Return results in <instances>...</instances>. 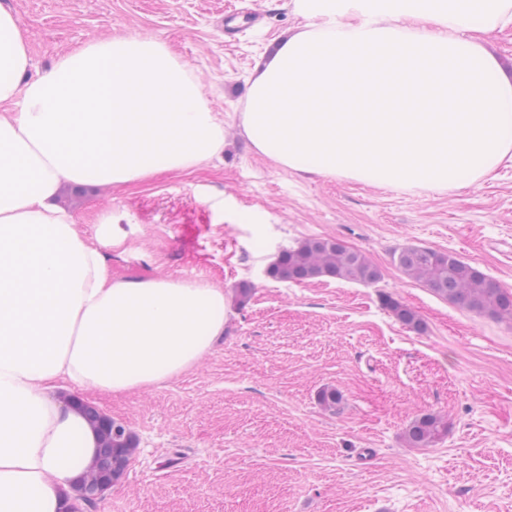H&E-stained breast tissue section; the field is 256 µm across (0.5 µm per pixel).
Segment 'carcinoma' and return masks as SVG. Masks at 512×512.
Returning a JSON list of instances; mask_svg holds the SVG:
<instances>
[{
	"label": "carcinoma",
	"mask_w": 512,
	"mask_h": 512,
	"mask_svg": "<svg viewBox=\"0 0 512 512\" xmlns=\"http://www.w3.org/2000/svg\"><path fill=\"white\" fill-rule=\"evenodd\" d=\"M396 262L405 275L424 282L436 294L478 315H489L512 322V290L500 288L480 271L451 252L430 248L404 247ZM267 275L283 283L300 284L319 277L374 284L381 279L380 269L361 252L338 240L310 238L294 247L282 249L269 265ZM386 307L404 325L423 330L417 313L385 298ZM88 422L101 437L95 466L79 489L84 491L82 507L95 508L101 490L115 484L128 469L136 449L130 430L92 406H85ZM448 434V420L439 414H425L413 420L404 433L410 448H430Z\"/></svg>",
	"instance_id": "carcinoma-1"
}]
</instances>
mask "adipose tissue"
<instances>
[{
	"label": "adipose tissue",
	"mask_w": 512,
	"mask_h": 512,
	"mask_svg": "<svg viewBox=\"0 0 512 512\" xmlns=\"http://www.w3.org/2000/svg\"><path fill=\"white\" fill-rule=\"evenodd\" d=\"M307 26L255 80L242 126L278 164L444 192L512 168V76L480 46L512 0H292ZM406 27H398V19ZM0 6V512H65L100 437L58 390L123 395L193 366L224 334L210 283L113 277L117 237L58 202L184 172L224 124L164 43L114 35L43 77Z\"/></svg>",
	"instance_id": "adipose-tissue-1"
}]
</instances>
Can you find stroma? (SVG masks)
<instances>
[{"label":"stroma","instance_id":"35a3bbf8","mask_svg":"<svg viewBox=\"0 0 512 512\" xmlns=\"http://www.w3.org/2000/svg\"><path fill=\"white\" fill-rule=\"evenodd\" d=\"M0 3L22 23L28 78L80 43L149 36L188 65L224 122L206 165L59 193L85 235L111 214L113 276L205 281L227 297L224 335L192 369L98 398L138 448L94 512H512V323L438 296L393 258L405 246L449 251L511 290L512 168L435 193L295 171L256 150L242 128L248 92L273 44L306 25L291 0ZM308 238L360 251L380 281L269 278L278 252ZM330 388L342 395L333 412L318 402ZM425 413L447 418V435L406 447ZM384 302L386 307L402 324L416 331L423 330L422 321L413 309L399 303L391 297H386Z\"/></svg>","mask_w":512,"mask_h":512}]
</instances>
